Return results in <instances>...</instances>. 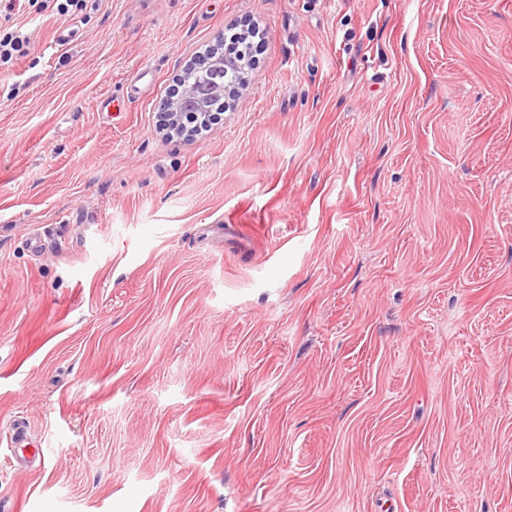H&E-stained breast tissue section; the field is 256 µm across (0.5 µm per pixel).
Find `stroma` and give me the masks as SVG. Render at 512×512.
Instances as JSON below:
<instances>
[{
    "label": "stroma",
    "instance_id": "35a3bbf8",
    "mask_svg": "<svg viewBox=\"0 0 512 512\" xmlns=\"http://www.w3.org/2000/svg\"><path fill=\"white\" fill-rule=\"evenodd\" d=\"M15 20L0 512H512V0ZM243 25L239 100L156 131Z\"/></svg>",
    "mask_w": 512,
    "mask_h": 512
}]
</instances>
